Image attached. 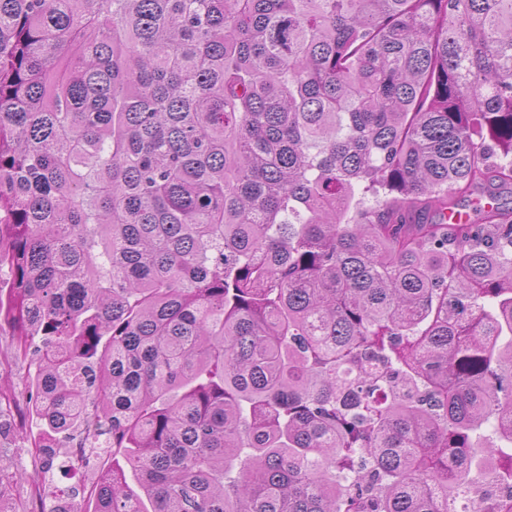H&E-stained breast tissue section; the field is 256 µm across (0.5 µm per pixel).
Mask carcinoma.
Instances as JSON below:
<instances>
[{"label": "carcinoma", "mask_w": 512, "mask_h": 512, "mask_svg": "<svg viewBox=\"0 0 512 512\" xmlns=\"http://www.w3.org/2000/svg\"><path fill=\"white\" fill-rule=\"evenodd\" d=\"M5 324L37 500L512 512V0H0ZM112 470V455L100 457L96 456L94 463L87 467L82 472H77V475L68 474L56 470L53 475H50L54 482L63 488L71 487L77 483H81L84 487H88L92 475L104 471Z\"/></svg>", "instance_id": "1"}]
</instances>
